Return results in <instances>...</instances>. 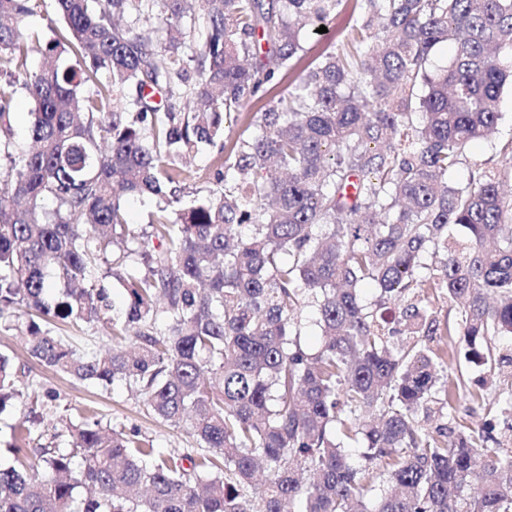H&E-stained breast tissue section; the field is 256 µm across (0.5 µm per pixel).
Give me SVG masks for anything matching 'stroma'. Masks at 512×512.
<instances>
[{"label": "stroma", "mask_w": 512, "mask_h": 512, "mask_svg": "<svg viewBox=\"0 0 512 512\" xmlns=\"http://www.w3.org/2000/svg\"><path fill=\"white\" fill-rule=\"evenodd\" d=\"M359 10V0H342L333 21L326 33L318 36L302 35V51L296 59L295 68L288 74L289 79H296L300 70L315 57L324 52L338 50L346 44L349 36L350 19ZM500 110L502 118L491 139L479 142L468 151L463 164L450 172L448 179L453 183L467 182L471 164L475 161L498 159L501 146L512 141V85H505L501 94ZM448 348V373L461 378L467 391L466 397L457 403V415L465 419L474 428H481L484 423H491L496 432L507 429L505 417H487L485 412H472L470 394L485 392L489 385L507 388L512 385V367H499L497 373H490L488 367L466 362L460 347V337L446 336L441 340ZM0 353L10 356L15 369L22 373L25 380L36 383L41 391L52 392L55 399L44 410L38 426L41 444H49L56 431L60 418L77 415L80 410H94L103 424L125 429L139 430L142 436L152 439L161 448H191L195 441L183 428L165 425L149 415L142 404L124 385L116 384L109 389L77 381L58 374L51 369L39 366L24 348L17 331L0 324Z\"/></svg>", "instance_id": "35a3bbf8"}]
</instances>
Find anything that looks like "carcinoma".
<instances>
[{"label": "carcinoma", "mask_w": 512, "mask_h": 512, "mask_svg": "<svg viewBox=\"0 0 512 512\" xmlns=\"http://www.w3.org/2000/svg\"><path fill=\"white\" fill-rule=\"evenodd\" d=\"M41 2L0 0V320L40 364L126 385L197 447L158 448L85 412L31 448L43 396L0 354V412L29 401L0 512H512V450L455 419L463 386L432 345L462 336L466 361L485 364L477 345L512 337V146L448 183L497 129L512 0H361L351 47L312 62L236 139L341 0H54L48 40L22 26ZM20 94L34 108L19 151ZM203 146L215 187L187 203L186 159ZM141 196L156 206L138 234L125 201ZM108 261L126 295L115 315L94 277ZM425 290L462 305L454 324L440 327ZM305 306L316 349L301 341ZM58 319L109 322L112 345L80 350ZM470 399L512 417V391ZM437 412L454 426L421 425Z\"/></svg>", "instance_id": "obj_1"}]
</instances>
